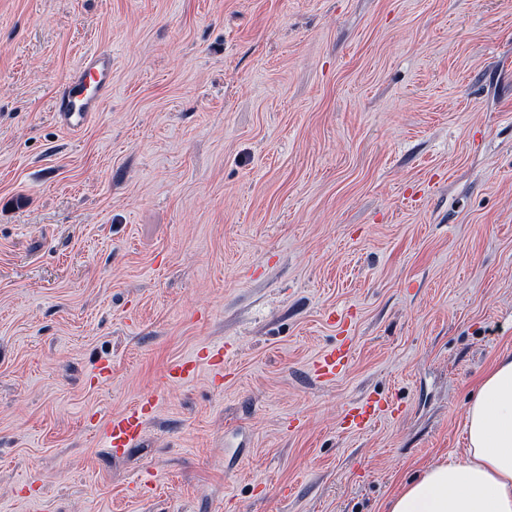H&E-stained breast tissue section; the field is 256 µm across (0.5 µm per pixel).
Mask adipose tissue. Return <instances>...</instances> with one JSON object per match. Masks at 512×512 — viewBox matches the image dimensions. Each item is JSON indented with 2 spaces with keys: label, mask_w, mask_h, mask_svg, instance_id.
<instances>
[{
  "label": "adipose tissue",
  "mask_w": 512,
  "mask_h": 512,
  "mask_svg": "<svg viewBox=\"0 0 512 512\" xmlns=\"http://www.w3.org/2000/svg\"><path fill=\"white\" fill-rule=\"evenodd\" d=\"M465 427L464 459L426 466L391 496L387 512H512V353L481 378Z\"/></svg>",
  "instance_id": "obj_1"
}]
</instances>
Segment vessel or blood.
I'll return each mask as SVG.
<instances>
[{"mask_svg": "<svg viewBox=\"0 0 512 512\" xmlns=\"http://www.w3.org/2000/svg\"><path fill=\"white\" fill-rule=\"evenodd\" d=\"M112 94V56L107 52L87 54L77 74L65 82L56 100L55 111L61 125L71 131L82 129L102 101ZM352 358L348 338L320 353L313 362L315 377L322 382L335 381ZM144 409L134 408L112 415L102 436L107 448L114 453L137 442L144 432Z\"/></svg>", "mask_w": 512, "mask_h": 512, "instance_id": "vessel-or-blood-1", "label": "vessel or blood"}]
</instances>
